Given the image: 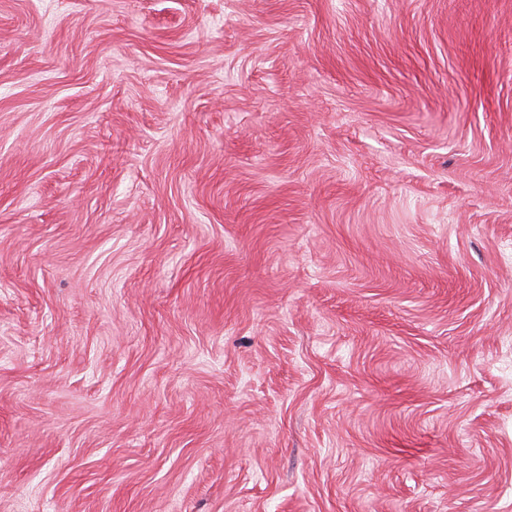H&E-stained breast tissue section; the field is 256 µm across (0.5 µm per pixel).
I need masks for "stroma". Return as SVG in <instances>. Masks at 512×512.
Segmentation results:
<instances>
[{
	"instance_id": "obj_1",
	"label": "stroma",
	"mask_w": 512,
	"mask_h": 512,
	"mask_svg": "<svg viewBox=\"0 0 512 512\" xmlns=\"http://www.w3.org/2000/svg\"><path fill=\"white\" fill-rule=\"evenodd\" d=\"M0 512H512V0H0Z\"/></svg>"
}]
</instances>
